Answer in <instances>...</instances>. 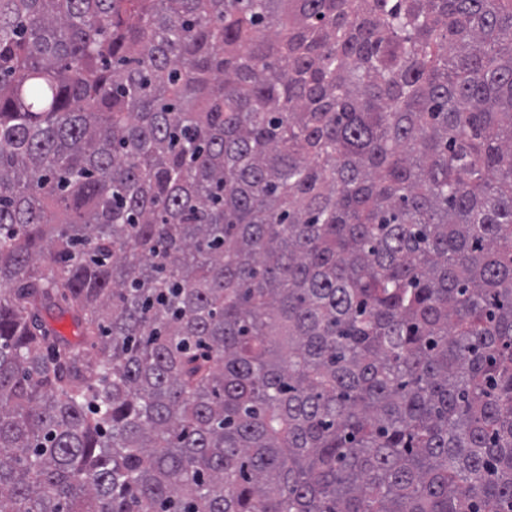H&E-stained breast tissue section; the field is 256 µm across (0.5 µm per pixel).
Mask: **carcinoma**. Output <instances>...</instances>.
Here are the masks:
<instances>
[{
  "mask_svg": "<svg viewBox=\"0 0 512 512\" xmlns=\"http://www.w3.org/2000/svg\"><path fill=\"white\" fill-rule=\"evenodd\" d=\"M0 512H512V0H0Z\"/></svg>",
  "mask_w": 512,
  "mask_h": 512,
  "instance_id": "1",
  "label": "carcinoma"
}]
</instances>
